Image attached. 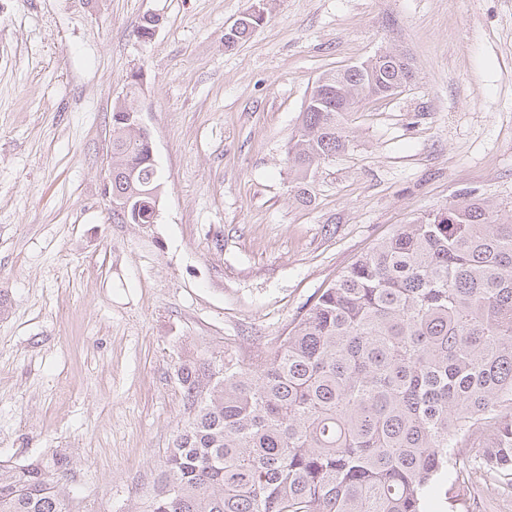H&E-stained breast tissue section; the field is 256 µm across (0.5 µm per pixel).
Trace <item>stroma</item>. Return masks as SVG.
Returning a JSON list of instances; mask_svg holds the SVG:
<instances>
[{
  "mask_svg": "<svg viewBox=\"0 0 512 512\" xmlns=\"http://www.w3.org/2000/svg\"><path fill=\"white\" fill-rule=\"evenodd\" d=\"M381 51L411 84L348 115L299 202L310 87ZM119 102L163 174L153 224L104 195ZM474 196L512 210V0H0V460L60 450L78 512H134L185 418L182 360L274 346L400 225ZM436 512L512 498L459 484Z\"/></svg>",
  "mask_w": 512,
  "mask_h": 512,
  "instance_id": "stroma-1",
  "label": "stroma"
}]
</instances>
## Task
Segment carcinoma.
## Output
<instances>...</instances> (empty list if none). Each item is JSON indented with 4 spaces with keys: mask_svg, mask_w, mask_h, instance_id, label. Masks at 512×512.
Returning a JSON list of instances; mask_svg holds the SVG:
<instances>
[{
    "mask_svg": "<svg viewBox=\"0 0 512 512\" xmlns=\"http://www.w3.org/2000/svg\"><path fill=\"white\" fill-rule=\"evenodd\" d=\"M260 21L240 17L231 43ZM288 141L301 184L352 145L347 93L383 99L400 66L325 74ZM163 175L112 123V194L149 223ZM187 419L140 512H428L460 472L512 486V214L486 198L401 225L279 343L176 370ZM483 440L472 457L461 449ZM67 455L0 460V512H73Z\"/></svg>",
    "mask_w": 512,
    "mask_h": 512,
    "instance_id": "cac0c4a2",
    "label": "carcinoma"
}]
</instances>
